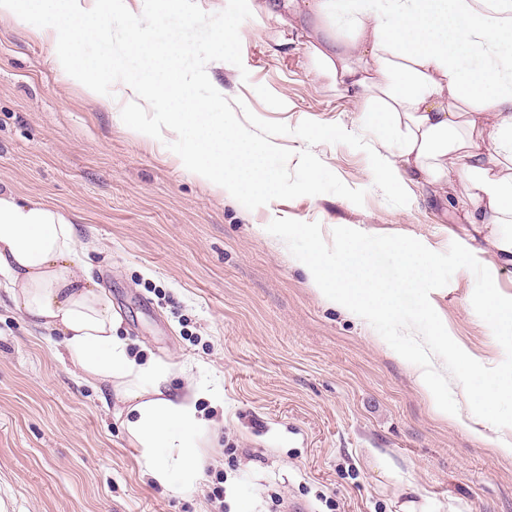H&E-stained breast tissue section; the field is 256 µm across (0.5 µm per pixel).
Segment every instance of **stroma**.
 I'll use <instances>...</instances> for the list:
<instances>
[{"instance_id": "obj_1", "label": "stroma", "mask_w": 512, "mask_h": 512, "mask_svg": "<svg viewBox=\"0 0 512 512\" xmlns=\"http://www.w3.org/2000/svg\"><path fill=\"white\" fill-rule=\"evenodd\" d=\"M244 21L242 67L209 68L215 88L260 118L337 124L379 147L361 99L311 64L310 21ZM89 93L56 67L41 28L0 17V190L56 204L77 223L81 268L107 289L119 334L139 359L194 384L215 424L193 489L144 474L107 385L71 373L61 334L31 327L0 290V512H512V456L499 428L438 415L418 366L365 319L321 297L306 267L266 227L276 218L406 235L443 252L459 242L512 297V264L461 223L447 190L410 187L387 203L366 154L313 153L363 205L333 195L249 210L212 191L161 138L122 122L124 83ZM473 274L458 270L430 302L450 336L492 367L505 353L475 313Z\"/></svg>"}]
</instances>
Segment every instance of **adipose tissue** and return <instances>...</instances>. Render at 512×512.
Segmentation results:
<instances>
[{
  "mask_svg": "<svg viewBox=\"0 0 512 512\" xmlns=\"http://www.w3.org/2000/svg\"><path fill=\"white\" fill-rule=\"evenodd\" d=\"M386 2L381 12L374 0H303L319 22L314 64L344 90L369 88L360 119L393 157L390 189L457 175V210L512 263V0ZM76 258V226L59 207L0 191V286L30 325L61 332L75 372L116 385L154 482L195 477L211 432L201 389L167 391L168 365L137 362L111 297Z\"/></svg>",
  "mask_w": 512,
  "mask_h": 512,
  "instance_id": "adipose-tissue-1",
  "label": "adipose tissue"
}]
</instances>
